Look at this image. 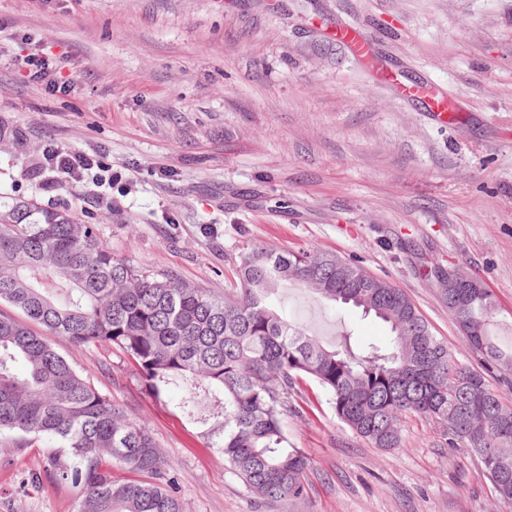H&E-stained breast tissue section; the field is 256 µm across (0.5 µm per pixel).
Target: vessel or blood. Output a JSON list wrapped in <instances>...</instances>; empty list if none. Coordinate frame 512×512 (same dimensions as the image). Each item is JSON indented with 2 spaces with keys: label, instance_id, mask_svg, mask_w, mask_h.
Instances as JSON below:
<instances>
[{
  "label": "vessel or blood",
  "instance_id": "obj_1",
  "mask_svg": "<svg viewBox=\"0 0 512 512\" xmlns=\"http://www.w3.org/2000/svg\"><path fill=\"white\" fill-rule=\"evenodd\" d=\"M333 35L357 57L378 59V81L393 91L400 100L421 102L429 119L437 123L447 121L452 110L447 95L429 80L408 81L399 65L379 60L376 43L363 27L341 22L336 24Z\"/></svg>",
  "mask_w": 512,
  "mask_h": 512
}]
</instances>
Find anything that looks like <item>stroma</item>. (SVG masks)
<instances>
[{
    "instance_id": "stroma-1",
    "label": "stroma",
    "mask_w": 512,
    "mask_h": 512,
    "mask_svg": "<svg viewBox=\"0 0 512 512\" xmlns=\"http://www.w3.org/2000/svg\"><path fill=\"white\" fill-rule=\"evenodd\" d=\"M339 19L448 91L451 123L382 87L330 36ZM37 45L64 57L67 90L29 78ZM53 146L99 155L111 186H44ZM18 199L69 209L138 270L219 295L255 245L320 247L401 288L452 355L482 369L426 272L463 267L495 297L493 334L512 339V0H0V203ZM268 303L327 342L390 336L289 284ZM51 343L146 424L177 465L185 512H266L175 408L181 390L156 400L111 347ZM298 389L310 402L285 427L313 487L295 512H512L437 422L401 418L400 447L383 450L314 382ZM13 440L0 435V512H76L45 444Z\"/></svg>"
}]
</instances>
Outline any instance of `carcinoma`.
<instances>
[{
  "mask_svg": "<svg viewBox=\"0 0 512 512\" xmlns=\"http://www.w3.org/2000/svg\"><path fill=\"white\" fill-rule=\"evenodd\" d=\"M239 288L218 296L117 258L96 225L67 209L17 200L0 208V433L24 446L49 442L50 472L78 492L77 512H185L175 464L146 425L128 418L51 344H109L130 359L149 395L184 389L176 408L199 405L203 436L267 509L308 500L309 457L290 447L284 423L303 409L296 385L309 378L355 434L376 448L400 447L406 412L445 427L470 449L496 501L512 506V408L485 374L460 363L393 283L317 247L257 245L238 270ZM291 282L333 304L352 305L390 327L386 344L328 347L266 303ZM448 314L484 368L512 372V341L489 328L497 304L484 287L441 289ZM42 327L36 332L31 325ZM22 362L19 377L14 365ZM146 475L115 482L112 465Z\"/></svg>",
  "mask_w": 512,
  "mask_h": 512,
  "instance_id": "obj_1",
  "label": "carcinoma"
}]
</instances>
